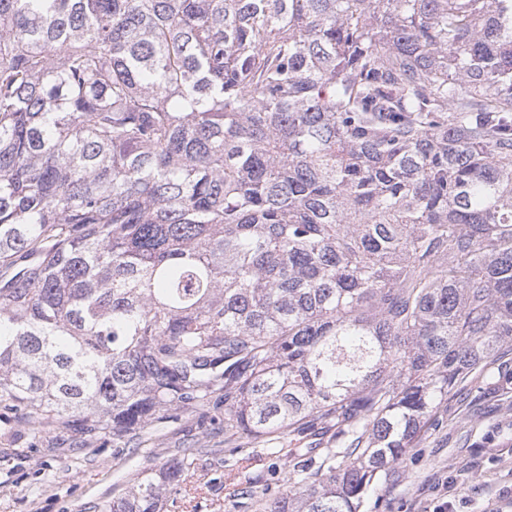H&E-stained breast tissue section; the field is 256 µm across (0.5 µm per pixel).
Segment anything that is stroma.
Wrapping results in <instances>:
<instances>
[{
    "instance_id": "obj_1",
    "label": "stroma",
    "mask_w": 512,
    "mask_h": 512,
    "mask_svg": "<svg viewBox=\"0 0 512 512\" xmlns=\"http://www.w3.org/2000/svg\"><path fill=\"white\" fill-rule=\"evenodd\" d=\"M439 427L425 432L404 462L380 472L363 497L360 512H512V392L490 393L478 381L459 385L437 411ZM196 414L162 419L145 429L138 450H118L102 440L84 452L66 438L52 441L49 456L16 455L31 438L24 426L0 423V512H103L123 495L138 474L154 468L156 451L195 445L208 428ZM222 462H199L203 491L178 498L175 512H258L262 497L296 492L293 466L258 446L245 493L228 478L235 467L232 444Z\"/></svg>"
}]
</instances>
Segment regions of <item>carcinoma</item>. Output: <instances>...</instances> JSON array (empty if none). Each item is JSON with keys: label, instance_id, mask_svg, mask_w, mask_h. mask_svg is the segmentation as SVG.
<instances>
[{"label": "carcinoma", "instance_id": "cac0c4a2", "mask_svg": "<svg viewBox=\"0 0 512 512\" xmlns=\"http://www.w3.org/2000/svg\"><path fill=\"white\" fill-rule=\"evenodd\" d=\"M505 345L512 0H0V422L220 403L294 461L260 512H357Z\"/></svg>", "mask_w": 512, "mask_h": 512}]
</instances>
